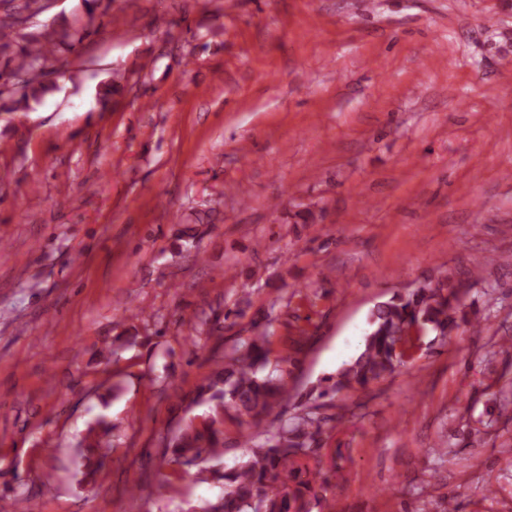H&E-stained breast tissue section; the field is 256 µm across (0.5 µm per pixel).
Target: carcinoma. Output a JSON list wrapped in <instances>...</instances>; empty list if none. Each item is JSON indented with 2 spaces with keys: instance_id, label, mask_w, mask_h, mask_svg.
Masks as SVG:
<instances>
[{
  "instance_id": "cac0c4a2",
  "label": "carcinoma",
  "mask_w": 512,
  "mask_h": 512,
  "mask_svg": "<svg viewBox=\"0 0 512 512\" xmlns=\"http://www.w3.org/2000/svg\"><path fill=\"white\" fill-rule=\"evenodd\" d=\"M10 10L0 20V108L7 112L29 109L52 89L45 82V62L59 49L74 50L82 41L78 33L61 35L46 30L37 39L22 32L25 17L43 12V0H0ZM480 318L468 317L456 292L425 283L378 303L370 315V329L363 349L336 374L326 377L307 394V399H334L345 390L366 388L395 372L419 347L428 333L445 338L462 324L477 326ZM269 365L267 336H252L236 345L224 366L199 387V396L210 403L202 421H191L167 443L173 461L183 465L211 461L200 471L205 480L222 486L215 503L199 512H306L304 495L310 483L300 479L306 462L322 452L323 422L312 408H305L259 438L249 437L247 459L231 468L224 457V411L234 410L254 418L269 413L285 393L281 379L266 372ZM106 447L99 435H89L81 466L91 475L102 468L97 450Z\"/></svg>"
}]
</instances>
